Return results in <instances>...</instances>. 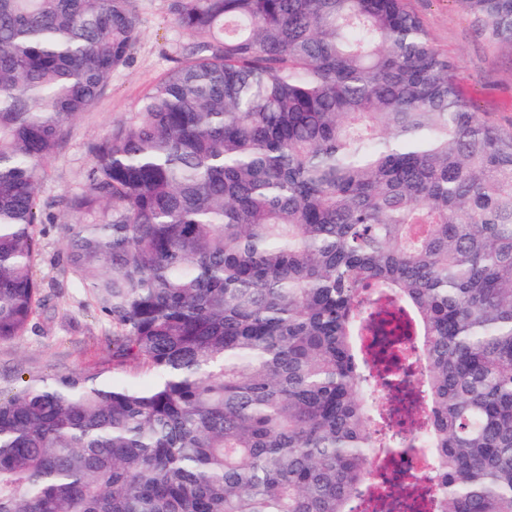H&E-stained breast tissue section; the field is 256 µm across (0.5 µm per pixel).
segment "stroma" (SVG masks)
Masks as SVG:
<instances>
[{
	"instance_id": "obj_1",
	"label": "stroma",
	"mask_w": 512,
	"mask_h": 512,
	"mask_svg": "<svg viewBox=\"0 0 512 512\" xmlns=\"http://www.w3.org/2000/svg\"><path fill=\"white\" fill-rule=\"evenodd\" d=\"M132 5L140 20L132 59L113 74L107 93L72 125L65 147L47 161L41 204L81 187L91 163L88 143L139 111L145 96L191 41L175 24L168 0H133ZM407 6L420 17L436 48L456 61L457 79L476 112L512 130V52L485 41L458 0H407ZM69 221V216L58 212L44 227L36 273L44 280L51 302L39 306L24 335L0 342L2 393L46 375L111 370L118 379L127 377L126 372L112 368L110 325L60 264L61 227Z\"/></svg>"
}]
</instances>
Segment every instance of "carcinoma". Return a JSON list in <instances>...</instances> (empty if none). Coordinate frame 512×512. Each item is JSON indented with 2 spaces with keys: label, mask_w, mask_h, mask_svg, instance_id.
I'll return each instance as SVG.
<instances>
[{
  "label": "carcinoma",
  "mask_w": 512,
  "mask_h": 512,
  "mask_svg": "<svg viewBox=\"0 0 512 512\" xmlns=\"http://www.w3.org/2000/svg\"><path fill=\"white\" fill-rule=\"evenodd\" d=\"M512 51V0H459ZM130 0H0V342L41 302L45 162L126 66ZM192 37L54 206L113 368L0 397V512H350L422 336L433 512H512V132L405 0H170ZM368 512H391L367 495ZM399 344L403 347L406 356L401 358V363L409 364V380L416 384L421 377L420 370V336H400Z\"/></svg>",
  "instance_id": "cac0c4a2"
}]
</instances>
